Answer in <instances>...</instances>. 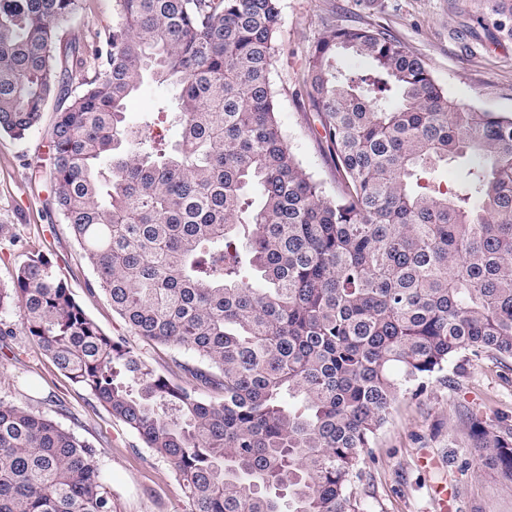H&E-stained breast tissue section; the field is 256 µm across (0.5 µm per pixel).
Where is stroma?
<instances>
[{"label": "stroma", "mask_w": 512, "mask_h": 512, "mask_svg": "<svg viewBox=\"0 0 512 512\" xmlns=\"http://www.w3.org/2000/svg\"><path fill=\"white\" fill-rule=\"evenodd\" d=\"M512 0H282L279 58L272 72L278 119L303 165L336 189L334 164L320 150L308 112L295 91L305 51L332 25H374L389 30L427 63L451 102L512 114V37L500 31L498 14ZM115 17L114 0H82L60 28L62 43H88ZM53 112L28 139L0 133V283H9L26 251L51 253L87 315L108 335L140 347L97 289L69 227L54 209L49 178ZM14 357L0 362V398L16 403L56 396L64 411L50 417L100 450L98 467L115 512H187L170 465L106 411H93L85 393L34 345L18 339ZM499 431L512 428V361L482 359L449 368L417 398L402 397L380 429L362 466L356 491L367 512H512V479L480 462L469 441L470 417ZM430 466H421V458ZM448 486L440 508L439 484Z\"/></svg>", "instance_id": "35a3bbf8"}]
</instances>
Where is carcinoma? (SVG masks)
I'll list each match as a JSON object with an SVG mask.
<instances>
[{
	"mask_svg": "<svg viewBox=\"0 0 512 512\" xmlns=\"http://www.w3.org/2000/svg\"><path fill=\"white\" fill-rule=\"evenodd\" d=\"M80 2L0 0V133L24 140L69 99L56 209L131 335L192 360L161 371L107 335L41 251L0 284L20 317H0V357L35 343L170 464L189 512H363L355 482L398 398L453 361L512 360V115L449 101L383 27H332L296 92L330 194L277 123L281 0H115L112 25L62 54ZM342 51L372 68L341 70ZM148 79L173 90L164 147L126 124ZM470 440L512 479V434L473 417ZM97 455L0 399V512H113Z\"/></svg>",
	"mask_w": 512,
	"mask_h": 512,
	"instance_id": "1",
	"label": "carcinoma"
}]
</instances>
